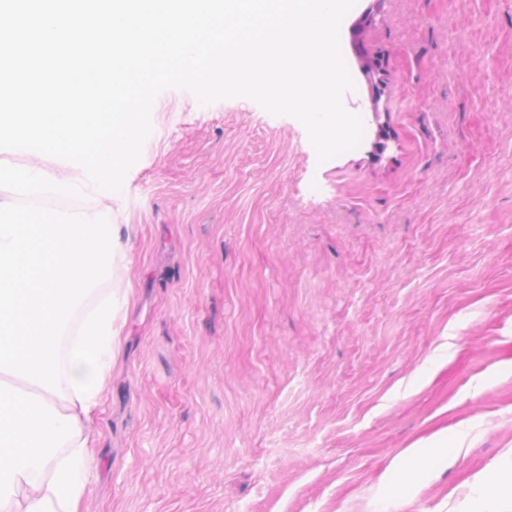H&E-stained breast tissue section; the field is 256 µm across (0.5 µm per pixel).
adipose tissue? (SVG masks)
Listing matches in <instances>:
<instances>
[{"mask_svg": "<svg viewBox=\"0 0 512 512\" xmlns=\"http://www.w3.org/2000/svg\"><path fill=\"white\" fill-rule=\"evenodd\" d=\"M113 225L0 205V512H80L97 468L85 432L119 343L104 298L78 333L58 342L75 310L112 269ZM448 457L441 429L409 446L380 483L395 512ZM512 502V459L474 482L466 512Z\"/></svg>", "mask_w": 512, "mask_h": 512, "instance_id": "adipose-tissue-1", "label": "adipose tissue"}]
</instances>
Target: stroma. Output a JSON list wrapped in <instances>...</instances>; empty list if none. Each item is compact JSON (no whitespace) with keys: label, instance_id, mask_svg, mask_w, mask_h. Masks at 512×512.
<instances>
[{"label":"stroma","instance_id":"1","mask_svg":"<svg viewBox=\"0 0 512 512\" xmlns=\"http://www.w3.org/2000/svg\"><path fill=\"white\" fill-rule=\"evenodd\" d=\"M355 149L237 98L155 100L112 198L120 352L83 512H384L380 475L461 450L405 512L512 458V0H357Z\"/></svg>","mask_w":512,"mask_h":512}]
</instances>
